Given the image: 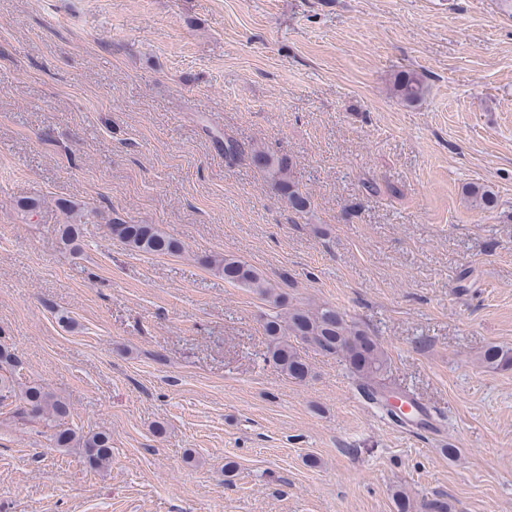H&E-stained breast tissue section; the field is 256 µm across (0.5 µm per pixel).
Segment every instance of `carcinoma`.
Here are the masks:
<instances>
[{
  "label": "carcinoma",
  "instance_id": "cac0c4a2",
  "mask_svg": "<svg viewBox=\"0 0 512 512\" xmlns=\"http://www.w3.org/2000/svg\"><path fill=\"white\" fill-rule=\"evenodd\" d=\"M395 93L406 103L422 100L427 85L422 75L415 71H401L394 78ZM224 155L229 158L246 155L262 170L273 188L283 196L296 213L311 207L308 195L303 192L291 176V162L285 155H276L260 147L246 152L238 143L224 141ZM467 197L473 207L490 210L497 203L494 194L483 187H473ZM70 223L63 225L62 240L70 242L80 232L82 210L77 205L67 207ZM112 237L133 251L149 255H177L184 252L183 244L172 238L154 224L109 225ZM202 263L224 276L232 285H244L262 296L273 299L279 306H286L284 293L277 285L267 280L253 266L231 256H206ZM288 307V306H286ZM266 335L272 340L269 351L272 361L281 371L294 379L303 380L308 375V366L295 347L288 343L294 336L301 341L328 354L340 357L359 379L362 394L371 402L386 409L382 377L388 371V358L378 339L360 324L333 305H319L302 309L290 306L267 320ZM481 362L493 369L512 368V350L491 346L484 351ZM21 365L16 351L0 343V408L7 418L21 425H40L51 431V440L57 448H76L84 463L92 470H101L112 461V436L103 431L79 433L65 425L70 415L69 404L64 398L37 384L20 386L14 374ZM397 512H448V503L441 499L426 501L418 506L403 495L393 496Z\"/></svg>",
  "mask_w": 512,
  "mask_h": 512
}]
</instances>
